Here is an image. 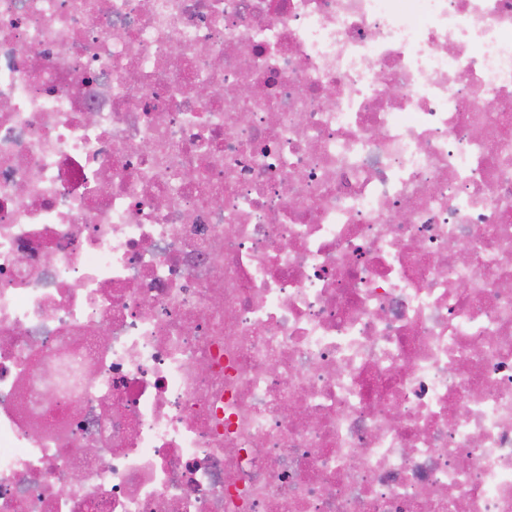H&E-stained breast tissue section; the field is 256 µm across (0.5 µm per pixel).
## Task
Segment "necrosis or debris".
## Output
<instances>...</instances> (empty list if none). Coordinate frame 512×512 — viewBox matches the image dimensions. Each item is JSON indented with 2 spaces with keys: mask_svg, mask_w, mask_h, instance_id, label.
Wrapping results in <instances>:
<instances>
[{
  "mask_svg": "<svg viewBox=\"0 0 512 512\" xmlns=\"http://www.w3.org/2000/svg\"><path fill=\"white\" fill-rule=\"evenodd\" d=\"M0 512H512V0H0Z\"/></svg>",
  "mask_w": 512,
  "mask_h": 512,
  "instance_id": "obj_1",
  "label": "necrosis or debris"
}]
</instances>
